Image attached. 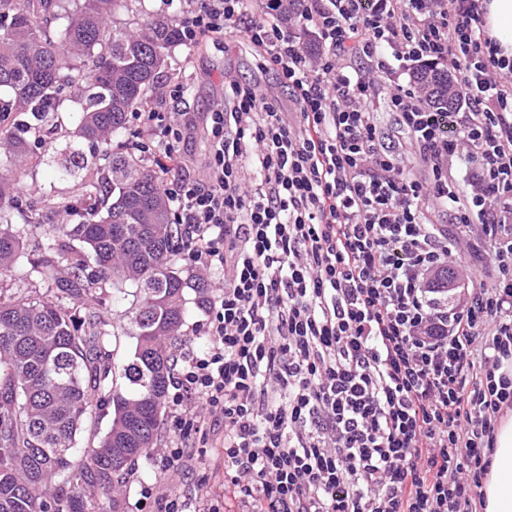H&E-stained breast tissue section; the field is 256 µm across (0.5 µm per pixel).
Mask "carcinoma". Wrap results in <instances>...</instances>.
Masks as SVG:
<instances>
[{
  "label": "carcinoma",
  "instance_id": "carcinoma-1",
  "mask_svg": "<svg viewBox=\"0 0 512 512\" xmlns=\"http://www.w3.org/2000/svg\"><path fill=\"white\" fill-rule=\"evenodd\" d=\"M143 3L0 0V273L13 271L25 227L47 225L26 277L55 286L52 299L0 296V512H89L92 501H117L160 435L188 291L204 303L205 281L176 268L181 235L154 170L118 145L178 44L166 17L145 12L134 28L117 24ZM63 12L67 24L51 29ZM412 78L432 106L452 108L447 69L427 63ZM71 110L69 142L52 155L58 180L86 185L64 204L74 223H55L52 187L21 227L13 202L31 162L29 136L44 141ZM104 284L135 339L120 362L115 331L89 306ZM92 391L107 395L111 424L98 446L81 450Z\"/></svg>",
  "mask_w": 512,
  "mask_h": 512
}]
</instances>
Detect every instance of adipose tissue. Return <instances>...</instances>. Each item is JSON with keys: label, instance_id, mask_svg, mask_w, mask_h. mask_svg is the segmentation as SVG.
<instances>
[{"label": "adipose tissue", "instance_id": "1", "mask_svg": "<svg viewBox=\"0 0 512 512\" xmlns=\"http://www.w3.org/2000/svg\"><path fill=\"white\" fill-rule=\"evenodd\" d=\"M484 21L501 55L512 58V0H485ZM483 492L484 512H512V414L498 425Z\"/></svg>", "mask_w": 512, "mask_h": 512}]
</instances>
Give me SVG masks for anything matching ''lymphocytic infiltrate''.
Returning a JSON list of instances; mask_svg holds the SVG:
<instances>
[{
  "label": "lymphocytic infiltrate",
  "instance_id": "1",
  "mask_svg": "<svg viewBox=\"0 0 512 512\" xmlns=\"http://www.w3.org/2000/svg\"><path fill=\"white\" fill-rule=\"evenodd\" d=\"M186 3L181 45L233 33L298 118L225 75L197 170L182 156L195 124L182 78L169 87L177 119L151 105L133 115L185 257L224 275L206 343L182 353L167 396L170 465L220 426L224 496L241 512H479L512 409L500 371L512 358V59L484 30L483 0ZM287 9L320 52L283 22ZM348 56L362 67L345 70ZM420 60L454 73L453 111L396 82L395 63ZM379 86L426 176L382 144ZM438 210L484 268L435 224ZM448 270L472 282L453 307L436 285ZM143 495L158 512H216L205 491Z\"/></svg>",
  "mask_w": 512,
  "mask_h": 512
}]
</instances>
